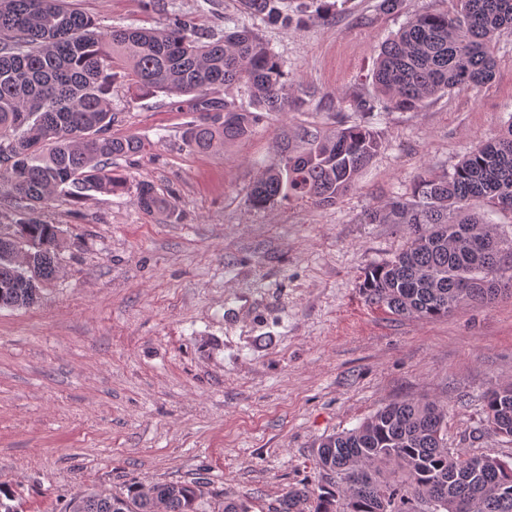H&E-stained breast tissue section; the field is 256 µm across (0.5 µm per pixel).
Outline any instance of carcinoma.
Returning a JSON list of instances; mask_svg holds the SVG:
<instances>
[{"instance_id": "cac0c4a2", "label": "carcinoma", "mask_w": 512, "mask_h": 512, "mask_svg": "<svg viewBox=\"0 0 512 512\" xmlns=\"http://www.w3.org/2000/svg\"><path fill=\"white\" fill-rule=\"evenodd\" d=\"M243 13L287 26L327 20L326 0H240ZM512 29V0H457L452 13H421L382 46L373 71L376 98L356 106L373 113L414 110L453 91L487 84L497 34ZM141 96H183L192 115L183 144L217 153L248 136L270 112L301 105L283 64L244 22L203 42L194 24L175 16L162 29L114 27L70 7L68 0H0V185L29 201L0 245V309L36 302L39 285L58 272L60 230L37 208L57 197L122 194L127 179L107 169L137 156L147 143L114 136L109 95L113 71ZM236 88L243 107L225 97ZM382 148L369 127L321 134L298 126L278 159L256 179L249 201L259 208L292 199L332 205L355 184ZM139 207L177 220L175 206L148 181L136 184ZM490 205L512 218V120L444 177L421 179L412 196L369 211L367 224H406L411 236L394 258L366 270L365 300L396 315L434 319L467 302L491 303L512 292V250L505 251ZM489 430L512 437V385L484 397ZM444 409L402 401L353 430L325 439L322 485L293 487L274 512H512V460L462 454L448 447ZM204 483L132 486L125 496L91 492L65 512H200Z\"/></svg>"}]
</instances>
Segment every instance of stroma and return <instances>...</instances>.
Returning a JSON list of instances; mask_svg holds the SVG:
<instances>
[{
  "mask_svg": "<svg viewBox=\"0 0 512 512\" xmlns=\"http://www.w3.org/2000/svg\"><path fill=\"white\" fill-rule=\"evenodd\" d=\"M102 28L162 27L192 16L204 41L240 18L238 0H72ZM454 0H336L327 21L248 25L279 57L302 106L274 112L223 154L183 146L176 96L138 98L112 84L113 134L150 142L119 160L127 180L172 196L180 219L139 208L133 193L64 198L41 210L62 233L59 272L38 302L0 309V487L13 512H64L73 495L203 481L204 512L225 498L271 512L316 483L321 442L379 408L432 400L449 447L512 459L483 402L512 383V296L448 316H397L366 302L363 272L405 248L404 224L366 211L452 173L512 119V30L483 87L411 111L356 108L375 94L380 47L413 15ZM341 98V111L323 107ZM365 125L380 152L336 204L259 209L248 196L289 131Z\"/></svg>",
  "mask_w": 512,
  "mask_h": 512,
  "instance_id": "stroma-1",
  "label": "stroma"
}]
</instances>
